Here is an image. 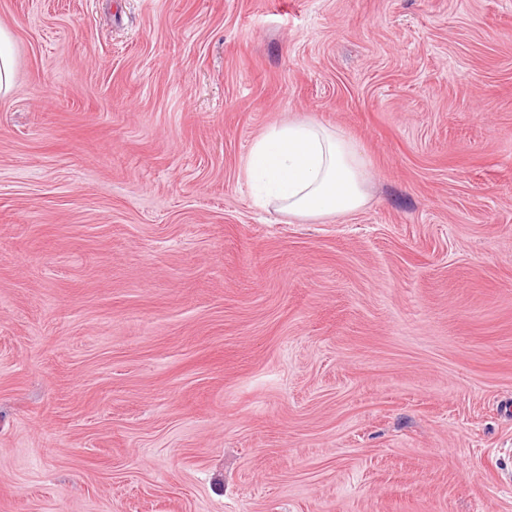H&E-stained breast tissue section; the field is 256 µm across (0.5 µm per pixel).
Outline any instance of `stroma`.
Listing matches in <instances>:
<instances>
[{
	"mask_svg": "<svg viewBox=\"0 0 512 512\" xmlns=\"http://www.w3.org/2000/svg\"><path fill=\"white\" fill-rule=\"evenodd\" d=\"M0 25V512H512V0ZM296 118L363 209L256 203ZM15 67L12 33L9 29L0 26V96H5L12 90ZM368 167L351 139L306 119L267 128L245 163L248 179L262 200L303 219L360 210L367 202Z\"/></svg>",
	"mask_w": 512,
	"mask_h": 512,
	"instance_id": "obj_1",
	"label": "stroma"
}]
</instances>
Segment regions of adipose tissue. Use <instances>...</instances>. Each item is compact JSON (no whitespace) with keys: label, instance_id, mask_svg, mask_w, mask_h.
<instances>
[{"label":"adipose tissue","instance_id":"obj_1","mask_svg":"<svg viewBox=\"0 0 512 512\" xmlns=\"http://www.w3.org/2000/svg\"><path fill=\"white\" fill-rule=\"evenodd\" d=\"M245 168L260 198L293 217L343 216L367 202L368 162L358 146L312 120L291 119L267 128Z\"/></svg>","mask_w":512,"mask_h":512}]
</instances>
